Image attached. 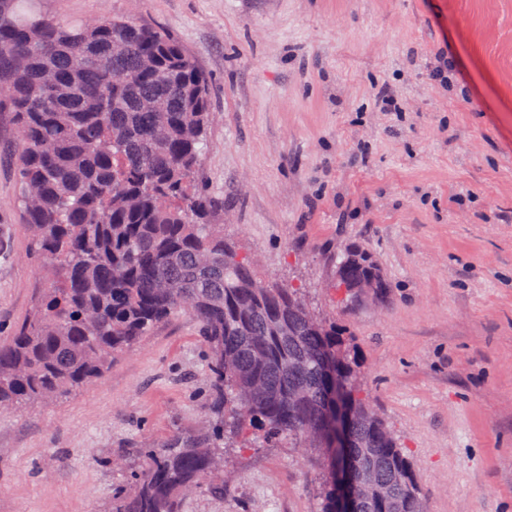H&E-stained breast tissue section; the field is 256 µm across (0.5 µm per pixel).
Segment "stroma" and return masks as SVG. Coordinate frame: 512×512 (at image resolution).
Returning <instances> with one entry per match:
<instances>
[{
	"mask_svg": "<svg viewBox=\"0 0 512 512\" xmlns=\"http://www.w3.org/2000/svg\"><path fill=\"white\" fill-rule=\"evenodd\" d=\"M163 27L209 76L198 183L258 273L336 320L427 512H512V0H37ZM447 82L432 80L440 60ZM385 85L392 111L376 101ZM0 119V339L48 287ZM366 252L390 284L343 301ZM205 350L173 317L98 382L0 414V512H106L121 453L203 421ZM184 512H319L322 459L227 449Z\"/></svg>",
	"mask_w": 512,
	"mask_h": 512,
	"instance_id": "35a3bbf8",
	"label": "stroma"
}]
</instances>
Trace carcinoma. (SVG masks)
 I'll return each mask as SVG.
<instances>
[{
    "mask_svg": "<svg viewBox=\"0 0 512 512\" xmlns=\"http://www.w3.org/2000/svg\"><path fill=\"white\" fill-rule=\"evenodd\" d=\"M35 0H0V115L33 256L50 287L0 342V407L59 399L180 314L207 353L206 420L133 454L108 512H183L224 493L210 458L288 441L322 456L320 512H425L423 488L388 425L361 395L334 321L310 323L301 289L260 278L207 223L194 175L210 123V79L160 27L114 17L63 23ZM346 287L389 283L359 250ZM350 412L337 452L338 412Z\"/></svg>",
    "mask_w": 512,
    "mask_h": 512,
    "instance_id": "cac0c4a2",
    "label": "carcinoma"
}]
</instances>
